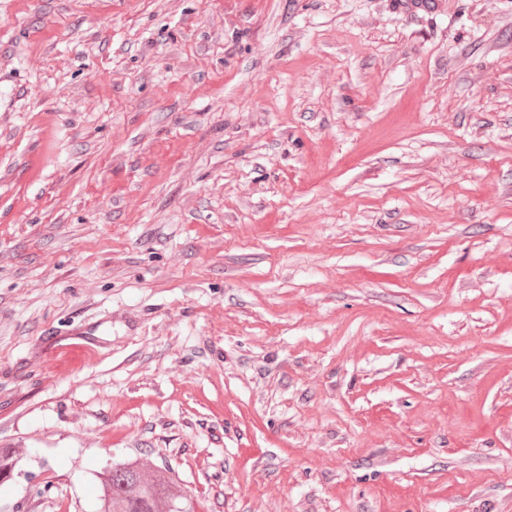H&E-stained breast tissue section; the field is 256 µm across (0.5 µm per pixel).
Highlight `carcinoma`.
<instances>
[{
	"label": "carcinoma",
	"instance_id": "obj_1",
	"mask_svg": "<svg viewBox=\"0 0 512 512\" xmlns=\"http://www.w3.org/2000/svg\"><path fill=\"white\" fill-rule=\"evenodd\" d=\"M22 448H0V484L12 480ZM99 512H196L193 498L165 467L115 460L96 475Z\"/></svg>",
	"mask_w": 512,
	"mask_h": 512
}]
</instances>
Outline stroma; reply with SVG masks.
I'll use <instances>...</instances> for the list:
<instances>
[{
	"mask_svg": "<svg viewBox=\"0 0 512 512\" xmlns=\"http://www.w3.org/2000/svg\"><path fill=\"white\" fill-rule=\"evenodd\" d=\"M0 448L512 512V0H0Z\"/></svg>",
	"mask_w": 512,
	"mask_h": 512,
	"instance_id": "35a3bbf8",
	"label": "stroma"
}]
</instances>
